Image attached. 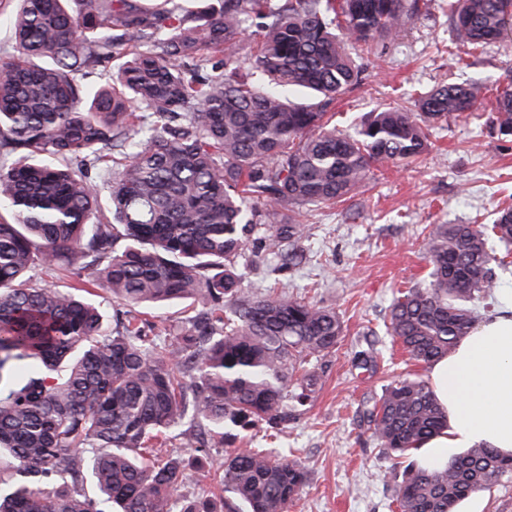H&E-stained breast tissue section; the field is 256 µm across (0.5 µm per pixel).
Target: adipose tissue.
Listing matches in <instances>:
<instances>
[{"label": "adipose tissue", "mask_w": 512, "mask_h": 512, "mask_svg": "<svg viewBox=\"0 0 512 512\" xmlns=\"http://www.w3.org/2000/svg\"><path fill=\"white\" fill-rule=\"evenodd\" d=\"M430 378L449 429L422 444L423 462L439 464L449 449L482 443L512 455V306L489 316L435 362Z\"/></svg>", "instance_id": "ef3b65f1"}]
</instances>
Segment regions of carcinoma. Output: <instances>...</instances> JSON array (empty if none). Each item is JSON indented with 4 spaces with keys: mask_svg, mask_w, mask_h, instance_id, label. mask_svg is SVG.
Returning a JSON list of instances; mask_svg holds the SVG:
<instances>
[{
    "mask_svg": "<svg viewBox=\"0 0 512 512\" xmlns=\"http://www.w3.org/2000/svg\"><path fill=\"white\" fill-rule=\"evenodd\" d=\"M17 56L0 67V512H288L308 471L236 444L288 424L336 349L331 307L248 287L299 265L298 209L352 198L374 163L409 165L430 131L473 111L477 82L414 91L351 133L330 125L362 81L347 52L393 40L431 0H18ZM473 51L512 37V0H442ZM256 41L249 56L242 43ZM111 64L109 81H88ZM512 141V88L492 100ZM512 245V208L491 224H435L426 281L393 301L387 332L425 367L483 320ZM67 269L134 309L202 303L172 339L131 315L104 331L101 305L32 284ZM400 512H456L512 480V457L475 445L439 466L412 460L448 429L430 382L406 375L367 404ZM190 422L196 454L159 438ZM210 448L224 449L218 460ZM224 469V491L177 495L190 467ZM97 490L78 484L84 472ZM232 494L224 499L223 492Z\"/></svg>",
    "mask_w": 512,
    "mask_h": 512,
    "instance_id": "cac0c4a2",
    "label": "carcinoma"
}]
</instances>
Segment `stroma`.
Instances as JSON below:
<instances>
[{
    "label": "stroma",
    "mask_w": 512,
    "mask_h": 512,
    "mask_svg": "<svg viewBox=\"0 0 512 512\" xmlns=\"http://www.w3.org/2000/svg\"><path fill=\"white\" fill-rule=\"evenodd\" d=\"M446 12L432 4L368 62L360 88L341 96L331 120L352 131V121L387 104L407 107L410 93L442 80L468 78L486 95L512 85V40L472 53L451 46ZM432 151L419 165H373L364 191L354 199L315 211L308 254L287 283L266 278L263 289L290 293L335 308L344 334L319 364L320 384L305 410L287 428L252 431L250 445L290 453L309 481L288 512H391L382 475L391 467L362 418L366 402L378 399L397 376H429L391 343L381 326L399 292L421 284L429 272L427 236L435 224H486L493 211L512 207V142L492 132L488 104L463 118L437 125ZM373 350L376 367L361 373L354 360Z\"/></svg>",
    "instance_id": "stroma-1"
}]
</instances>
